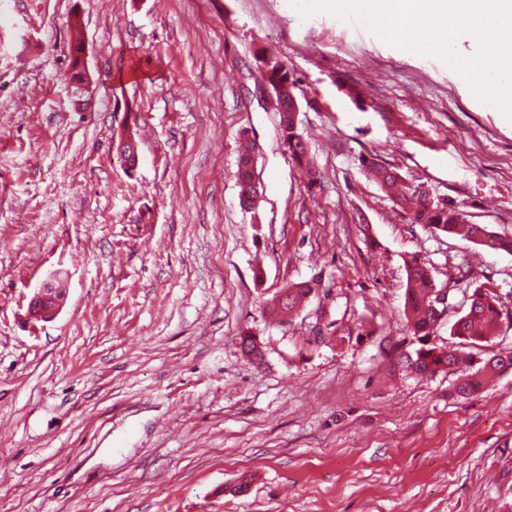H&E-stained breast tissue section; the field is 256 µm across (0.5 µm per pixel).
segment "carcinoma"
Returning a JSON list of instances; mask_svg holds the SVG:
<instances>
[{"label":"carcinoma","instance_id":"obj_1","mask_svg":"<svg viewBox=\"0 0 512 512\" xmlns=\"http://www.w3.org/2000/svg\"><path fill=\"white\" fill-rule=\"evenodd\" d=\"M268 65L269 81L281 86L275 93L281 136L289 155L299 166L310 165L307 146L297 126L286 112L288 98L296 87V80L288 65L272 55H264ZM252 149L254 144L245 136L239 147L236 178L240 188V202L245 206L255 204L258 191L253 186ZM366 174L383 191L403 208L410 210L412 224H424L443 235H462L472 243L494 251L512 253V237L502 236L486 225L469 224L457 207L446 200H434L408 184L398 171L383 163L371 160L364 164ZM406 272L404 316L410 332L409 341L399 345L398 358L404 368L422 376L432 377L449 367L460 372L459 393L469 394L484 384L512 370V356L492 357L482 366L474 368L475 349H481L495 338L500 325L501 312L494 292L476 288L464 297L465 306L451 327V335L459 339V347L440 346L435 340V330L440 316L437 314L436 295L441 291L433 275L431 264L420 254L405 255ZM315 290L311 281L290 283L280 290L273 302L272 312L280 318L293 317ZM242 351L259 358L263 355L262 342L249 332L241 336ZM411 349H406V346Z\"/></svg>","mask_w":512,"mask_h":512}]
</instances>
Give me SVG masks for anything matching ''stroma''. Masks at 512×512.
Returning a JSON list of instances; mask_svg holds the SVG:
<instances>
[{
  "mask_svg": "<svg viewBox=\"0 0 512 512\" xmlns=\"http://www.w3.org/2000/svg\"><path fill=\"white\" fill-rule=\"evenodd\" d=\"M261 49L297 81L314 177ZM372 158L512 235V122L439 59L289 0H0V512H512V372L461 397L395 349L417 252L448 290L438 343L488 287L477 358L512 352V254L410 223ZM55 277L65 306L29 319ZM260 55L264 56L265 62L269 67L268 77L271 84L275 85V83H277L281 86V90L277 91L275 96L278 104L279 123L283 143L286 145L289 155L295 164L301 167L306 165L307 168H310L311 163L307 154L306 142L299 128L293 124L289 117L291 112H293L292 115L295 121L297 119L299 106L296 97H294L289 111L283 112L288 106V98L290 95H294L292 89L296 87V80L293 79L288 65L284 61L265 53H260ZM252 149L254 144L248 136L241 139L239 147L238 165L236 171V178L240 188V202L245 206H253L258 196V191L253 186L252 168ZM315 285L311 281L288 284L273 299L275 306L272 308V312L280 317L282 321L285 320L287 315L288 319H292L293 315L298 314L297 312L302 304L315 290Z\"/></svg>",
  "mask_w": 512,
  "mask_h": 512,
  "instance_id": "stroma-1",
  "label": "stroma"
}]
</instances>
